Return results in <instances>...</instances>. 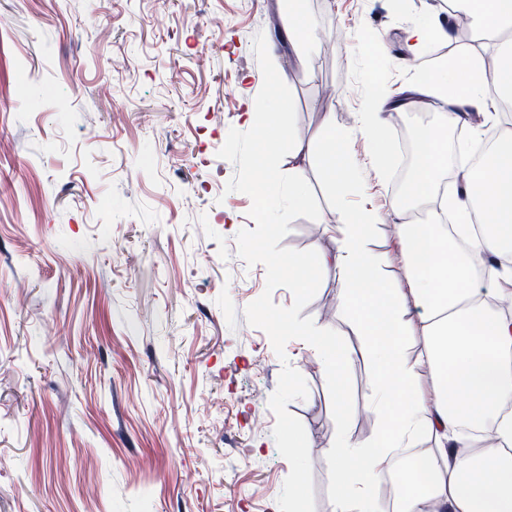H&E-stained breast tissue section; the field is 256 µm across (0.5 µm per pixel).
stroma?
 <instances>
[{"label": "stroma", "mask_w": 512, "mask_h": 512, "mask_svg": "<svg viewBox=\"0 0 512 512\" xmlns=\"http://www.w3.org/2000/svg\"><path fill=\"white\" fill-rule=\"evenodd\" d=\"M304 7L316 28L292 46L275 38L288 0H0V512H276L290 465L269 399L287 364L307 383L287 410L307 435L316 512H329L336 381L300 340L280 357L247 323L266 268L237 253L252 201L227 192L236 167L218 152L263 85L256 35L285 70L306 146L326 113L352 128L372 92L398 95L461 39L415 53L404 41L407 28L447 26L449 0ZM439 111L433 97L380 142L353 139L345 207L317 157L285 156L281 171L303 166L321 216L292 221L283 247L330 250L329 227L373 209L367 247L385 259V286L402 283L406 266L390 259L399 136ZM339 293L323 278L300 322L335 331L349 430L367 442L382 425L374 370L356 326L328 314Z\"/></svg>", "instance_id": "1"}]
</instances>
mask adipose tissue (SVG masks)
Wrapping results in <instances>:
<instances>
[{
  "label": "adipose tissue",
  "instance_id": "ef3b65f1",
  "mask_svg": "<svg viewBox=\"0 0 512 512\" xmlns=\"http://www.w3.org/2000/svg\"><path fill=\"white\" fill-rule=\"evenodd\" d=\"M453 10L488 49L460 47L452 62L409 87L439 96L445 110L418 134L422 151L407 197L390 203L431 214L428 222L396 227L395 246L407 258L403 283L382 284L383 259L366 245L379 219L371 211L349 213L336 225L335 250L318 260L322 275L342 286L337 317L356 326L372 357L383 419L371 442H358L346 410L338 409L330 512H387L376 488L390 454L423 440L430 444L429 478L400 498L397 512H512V119L497 109L512 100V0H453ZM404 107L374 95L350 131L337 129L328 113L318 153L336 200L351 188V136L377 141L388 114ZM472 108L498 128L496 144L451 194L439 196L453 154L448 133L466 125ZM413 311L418 321H411ZM414 334L424 336L425 348L409 361L403 347ZM418 367L431 375L427 389L414 383Z\"/></svg>",
  "mask_w": 512,
  "mask_h": 512
}]
</instances>
